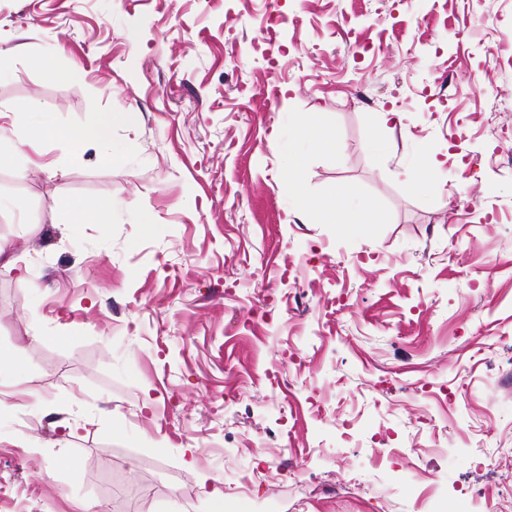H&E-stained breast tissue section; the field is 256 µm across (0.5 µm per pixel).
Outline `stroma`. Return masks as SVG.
Returning <instances> with one entry per match:
<instances>
[{
  "mask_svg": "<svg viewBox=\"0 0 512 512\" xmlns=\"http://www.w3.org/2000/svg\"><path fill=\"white\" fill-rule=\"evenodd\" d=\"M0 50L2 106L139 115L0 165V512H512V0H0ZM328 126V113L316 112L310 119L304 122L301 133H314V145L323 152H333L336 150V139L324 134V129ZM301 167L296 165L288 177L289 188L297 195L302 204L310 210L316 211L318 214L331 224H383L387 220L384 209L377 203L369 205L364 212L358 215L357 219L350 217L349 211L336 206L337 201L349 202L353 196L352 188L346 184H337L336 190L331 199L318 202L308 201L301 186ZM335 200V202H333ZM112 207L98 202H87L76 208L68 218V224L75 227L79 224H108L111 223Z\"/></svg>",
  "mask_w": 512,
  "mask_h": 512,
  "instance_id": "1",
  "label": "stroma"
}]
</instances>
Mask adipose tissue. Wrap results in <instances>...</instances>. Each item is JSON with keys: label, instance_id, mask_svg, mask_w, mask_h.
<instances>
[{"label": "adipose tissue", "instance_id": "obj_1", "mask_svg": "<svg viewBox=\"0 0 512 512\" xmlns=\"http://www.w3.org/2000/svg\"><path fill=\"white\" fill-rule=\"evenodd\" d=\"M133 112L104 113L90 130L74 132L58 126L51 113L34 111L33 107L22 109L0 107V138H8L23 146L36 147L39 143L53 140L64 142L72 156H80L87 142H95L99 147V161L104 165L117 162L118 154L112 147V130L115 126L134 123ZM353 191L349 185H337L332 199L312 203V210L324 216L332 224H347L358 221L361 224L385 223L387 215L379 204L369 205L358 218H351L348 210L340 208V201L350 200Z\"/></svg>", "mask_w": 512, "mask_h": 512}]
</instances>
